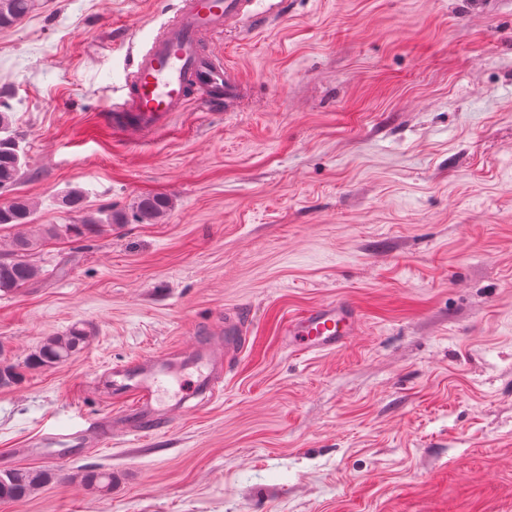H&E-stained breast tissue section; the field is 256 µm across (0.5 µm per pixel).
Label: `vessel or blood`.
Instances as JSON below:
<instances>
[{"label": "vessel or blood", "instance_id": "vessel-or-blood-1", "mask_svg": "<svg viewBox=\"0 0 512 512\" xmlns=\"http://www.w3.org/2000/svg\"><path fill=\"white\" fill-rule=\"evenodd\" d=\"M171 12L147 41L131 37L136 54L130 73L121 96L104 115L105 122L133 141L168 129L191 101L204 112L231 110L242 80L208 47V40L222 38L243 22L262 27L282 16L281 0H177ZM248 317L244 308L225 314L223 348L203 338L188 358L152 353L113 367L116 388L127 398L120 414L122 429L143 436L164 424L170 416L164 399L169 386H177L185 401L200 393L219 394L224 364L232 363L244 346ZM358 321L352 303L334 301L290 317L284 334L295 350L330 352L347 341ZM84 443V430L74 427L43 433L37 441L51 461L63 460Z\"/></svg>", "mask_w": 512, "mask_h": 512}]
</instances>
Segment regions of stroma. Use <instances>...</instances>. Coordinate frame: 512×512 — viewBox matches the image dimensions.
<instances>
[{
	"instance_id": "1",
	"label": "stroma",
	"mask_w": 512,
	"mask_h": 512,
	"mask_svg": "<svg viewBox=\"0 0 512 512\" xmlns=\"http://www.w3.org/2000/svg\"><path fill=\"white\" fill-rule=\"evenodd\" d=\"M168 8L36 0L0 29L26 155L0 203L77 224V187L127 216L43 243V277L0 294V358L24 369L0 388V471L42 466L47 427L111 421L113 365L188 352L241 305L248 344L216 398L149 438L89 433L0 512H512V0H286L212 45L244 80L232 111L130 141L103 120L124 35ZM146 194L164 219L137 217ZM339 298L348 342L290 349L286 320ZM76 324L77 354L27 369ZM133 208L142 220L157 221L164 218L171 209L168 197L162 194H153L139 197Z\"/></svg>"
}]
</instances>
